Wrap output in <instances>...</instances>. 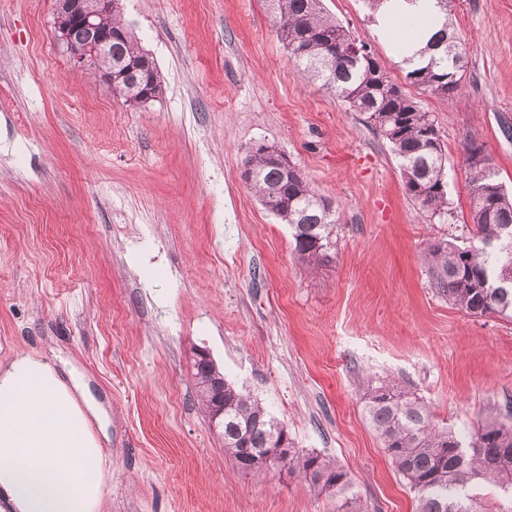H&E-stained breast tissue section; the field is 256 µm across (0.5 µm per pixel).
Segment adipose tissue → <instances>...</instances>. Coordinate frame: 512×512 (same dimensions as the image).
Masks as SVG:
<instances>
[{"label": "adipose tissue", "instance_id": "1", "mask_svg": "<svg viewBox=\"0 0 512 512\" xmlns=\"http://www.w3.org/2000/svg\"><path fill=\"white\" fill-rule=\"evenodd\" d=\"M405 18L416 31L401 55L416 68L444 17L436 0H386L375 15L376 34L390 40ZM80 391L39 357L19 355L0 366V503L8 512H100L105 454L77 402Z\"/></svg>", "mask_w": 512, "mask_h": 512}]
</instances>
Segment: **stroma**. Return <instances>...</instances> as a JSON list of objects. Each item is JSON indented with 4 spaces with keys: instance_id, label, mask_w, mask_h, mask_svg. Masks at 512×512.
<instances>
[{
    "instance_id": "35a3bbf8",
    "label": "stroma",
    "mask_w": 512,
    "mask_h": 512,
    "mask_svg": "<svg viewBox=\"0 0 512 512\" xmlns=\"http://www.w3.org/2000/svg\"><path fill=\"white\" fill-rule=\"evenodd\" d=\"M322 6L434 120L447 215L428 217L364 114L297 68L268 0H122L164 81L144 105L71 69L52 0H0V364L47 358L111 410L102 512H336L344 497L416 512L365 416L381 379L463 436L512 425V320L459 310L425 264L433 241L469 240V143L512 189V0H451L466 55L445 100L407 79L364 0ZM262 142L332 200L323 264L242 180ZM199 349L296 448L349 472L344 497L238 469L196 395Z\"/></svg>"
}]
</instances>
